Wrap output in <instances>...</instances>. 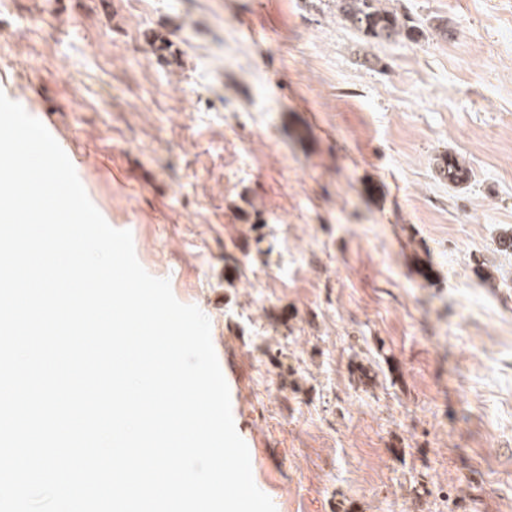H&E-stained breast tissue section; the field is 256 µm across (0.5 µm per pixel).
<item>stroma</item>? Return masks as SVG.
Instances as JSON below:
<instances>
[{
  "label": "stroma",
  "instance_id": "1",
  "mask_svg": "<svg viewBox=\"0 0 512 512\" xmlns=\"http://www.w3.org/2000/svg\"><path fill=\"white\" fill-rule=\"evenodd\" d=\"M383 4L417 40L335 0H0V91L208 317L276 512H512V0ZM381 0H336V10L347 25L378 41L413 39L415 26L394 11L381 7Z\"/></svg>",
  "mask_w": 512,
  "mask_h": 512
}]
</instances>
